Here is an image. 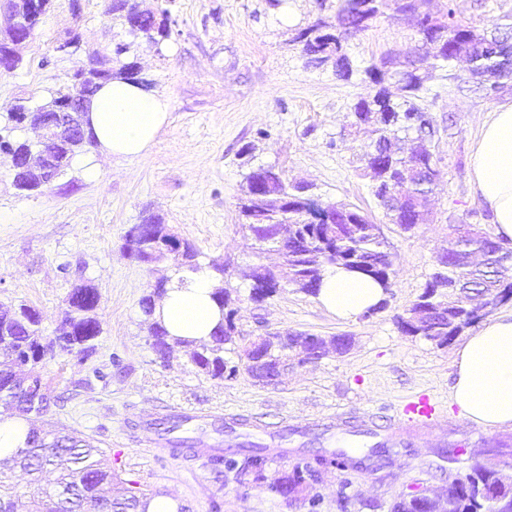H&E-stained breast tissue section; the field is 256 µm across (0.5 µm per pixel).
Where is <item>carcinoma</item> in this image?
Wrapping results in <instances>:
<instances>
[{"label":"carcinoma","mask_w":512,"mask_h":512,"mask_svg":"<svg viewBox=\"0 0 512 512\" xmlns=\"http://www.w3.org/2000/svg\"><path fill=\"white\" fill-rule=\"evenodd\" d=\"M396 12L408 17L430 46L433 56L441 63L464 57L470 78L477 81L485 96L496 97L512 82V23H495L478 31L456 17L453 4L436 14L431 0H394ZM387 0H338L335 21L318 19L296 33L293 42L302 46L308 62L320 67L332 66L336 75L347 77L350 66L344 53L347 36L367 30L373 20L384 13ZM108 15L112 23L150 44L169 37L166 23L169 11L163 8L143 10L136 0H111ZM130 45L116 44L112 52L114 66L107 70L105 80H133L136 63L126 60ZM390 60L367 70L380 90L354 106L356 125L368 135L369 150L362 156L372 181V193L385 216L405 232L427 220L429 197L434 191L438 172L437 145L434 140L418 141L416 121L430 112L421 103L423 88L416 61L409 56L406 69L393 72ZM310 199L302 185L288 182L271 167H259L245 177L239 211L242 226L254 238H267V228L274 224L288 225V241L278 246L283 252L282 269L272 276L285 281L301 292L316 296L327 267L340 265L391 287L393 262L384 249L375 224L358 209L346 203H330L318 215L309 209ZM161 224L160 218L149 215L134 225L138 234L128 231L126 241L131 256L144 264L162 260L173 262L178 281L181 274L201 270L199 252L185 240L171 244V235L163 227L158 232L147 230ZM489 233L474 224L452 228L448 247L443 249L447 268L436 272L418 300L398 317L400 331L418 336L438 347H445L456 335L457 318L462 313L458 305L460 290L479 287L489 295L499 297L503 289L512 291V263L486 253ZM213 300L222 314L221 322L206 344L169 336L155 318L153 295L141 301L143 323L148 336L166 350L178 345L190 349L189 361L196 367L213 366L209 374L224 378V345L242 335L227 309L231 288L226 278V266H213ZM100 302L99 289L91 283H81L69 292L65 300L64 321L73 322L74 334L54 338L43 335L39 313L27 304L0 307V417L28 419L43 416L52 406V398L42 376H37L27 389L20 392L7 387L15 372L7 350L22 346L49 359L58 352L79 350L88 356L95 350L100 325L95 311ZM13 464L34 475L47 466L59 470L51 490L39 488L44 498L40 512H146L145 499L124 488L112 492V470L99 457L98 449L84 438L69 433L42 434L29 429L24 447L11 457ZM212 464L224 467L227 474L241 485L268 480L266 456L259 448L241 447L212 457ZM358 459L345 452H325L303 456L287 475L269 484L272 492L294 499L306 497L310 512H316L319 500L312 494L322 472L337 469L341 474V489L352 486V472ZM512 512V491H504V483L491 471L474 464L458 476V482L442 504L404 494L394 499L388 512Z\"/></svg>","instance_id":"carcinoma-1"}]
</instances>
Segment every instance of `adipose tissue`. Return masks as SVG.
<instances>
[{"label":"adipose tissue","mask_w":512,"mask_h":512,"mask_svg":"<svg viewBox=\"0 0 512 512\" xmlns=\"http://www.w3.org/2000/svg\"><path fill=\"white\" fill-rule=\"evenodd\" d=\"M167 118L164 100L120 80L93 97L87 130L116 156H143ZM471 186L493 214L500 236L512 239V104L499 106L482 126L472 156ZM207 273L168 289L155 309L170 336L209 340L221 320ZM380 285L340 267L327 268L318 301L343 318L377 304ZM451 399L465 417L486 427H512V314L485 322L455 353Z\"/></svg>","instance_id":"obj_1"}]
</instances>
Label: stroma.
I'll return each instance as SVG.
<instances>
[{
    "mask_svg": "<svg viewBox=\"0 0 512 512\" xmlns=\"http://www.w3.org/2000/svg\"><path fill=\"white\" fill-rule=\"evenodd\" d=\"M140 2L170 12L172 31L161 49L114 25L108 0H51L18 69L0 76L3 116L17 101L41 103L76 64L127 43L140 78L169 106L168 121L144 156L85 147L65 175L39 192L14 187L10 159L0 152V304L35 307L44 335L54 337L62 332L71 288L89 281L101 292L94 353H64L38 368L54 405L36 427L89 439L111 467L113 482L147 498L167 494L187 512L309 507L304 498H283L264 484L240 487L196 455H173L157 427L173 406L258 420L263 430L253 444L279 451L268 459L273 478L304 453L341 450L361 458L376 446L389 448V467L362 474L349 504L338 496V470L323 472L315 486L320 512H387L420 479L431 492L447 493L449 474L463 466L440 470L436 463L452 448L491 467L512 465V428L469 422L451 400L455 345L439 348L397 326L398 315L435 272L452 225L495 229L471 188V156L483 123L512 102V90L488 99L464 80V61L438 67L420 50L413 26L390 8L345 40L351 74L342 79L332 67L308 64L292 42L299 27L333 19L336 0ZM454 2L460 17L479 30L512 16V0ZM72 36L74 54L55 52L56 41ZM415 49L437 128L439 176L430 223L405 232L389 222L372 194L360 161L368 140L355 126L354 105L377 90L369 66L383 56L403 60ZM260 166L308 184L318 204L349 203L380 224L394 263L384 309L366 319H342L294 288L251 300L242 269L281 262L276 253L257 254L239 213L244 176ZM91 168L96 177H88ZM147 212L193 243L202 266L231 261L235 320L246 338L275 330L348 336L349 351L296 367L275 385L243 372L213 379L178 346L160 360L142 325L140 300L159 277L173 275V266L140 263L126 248L127 232ZM422 395L434 402L435 421L405 414Z\"/></svg>",
    "mask_w": 512,
    "mask_h": 512,
    "instance_id": "35a3bbf8",
    "label": "stroma"
}]
</instances>
